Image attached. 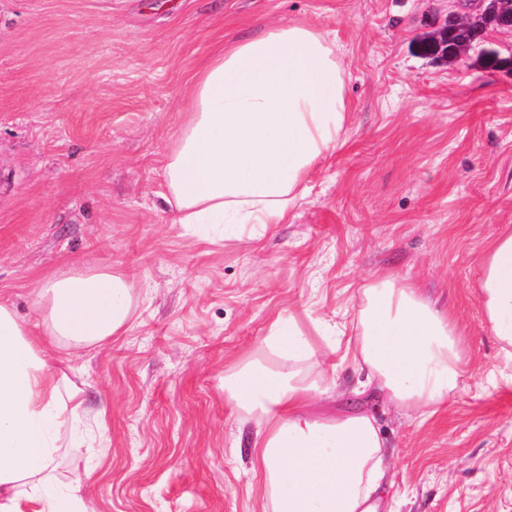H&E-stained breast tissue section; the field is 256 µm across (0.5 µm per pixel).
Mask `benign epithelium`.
<instances>
[{"instance_id": "1", "label": "benign epithelium", "mask_w": 512, "mask_h": 512, "mask_svg": "<svg viewBox=\"0 0 512 512\" xmlns=\"http://www.w3.org/2000/svg\"><path fill=\"white\" fill-rule=\"evenodd\" d=\"M444 25L425 38L428 56L452 62L479 44L489 31L512 33V0H476L477 13L460 12L463 0H448Z\"/></svg>"}]
</instances>
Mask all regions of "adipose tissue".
Wrapping results in <instances>:
<instances>
[{
	"instance_id": "ef3b65f1",
	"label": "adipose tissue",
	"mask_w": 512,
	"mask_h": 512,
	"mask_svg": "<svg viewBox=\"0 0 512 512\" xmlns=\"http://www.w3.org/2000/svg\"><path fill=\"white\" fill-rule=\"evenodd\" d=\"M187 93L186 119L163 156L164 198L179 223L217 228L229 218L242 234L286 223L346 120L335 41L299 25L226 40ZM136 288L108 266L68 269L36 282V322L0 303V512H89L79 484L60 473L63 436L84 402L71 356L128 330ZM362 294L355 394L431 415L446 407L466 366L455 320L391 275ZM479 300L512 359V228L481 260ZM322 338L320 324L277 317L225 369L224 395L258 422L252 468L272 512H378L388 445L374 413L320 418L308 409L339 380L317 359Z\"/></svg>"
}]
</instances>
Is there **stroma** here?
Instances as JSON below:
<instances>
[{
    "mask_svg": "<svg viewBox=\"0 0 512 512\" xmlns=\"http://www.w3.org/2000/svg\"><path fill=\"white\" fill-rule=\"evenodd\" d=\"M445 0H0V302L69 265L139 284L128 332L77 351L68 449L91 512H270L257 426L224 370L277 314L336 326L340 388L313 413L360 407L351 360L362 290L390 273L448 311L468 370L428 419L373 398L397 512H512V359L487 327L480 259L512 225V70L420 51ZM303 24L335 39L347 116L284 224L206 242L162 197L187 77L227 37Z\"/></svg>",
    "mask_w": 512,
    "mask_h": 512,
    "instance_id": "1",
    "label": "stroma"
}]
</instances>
